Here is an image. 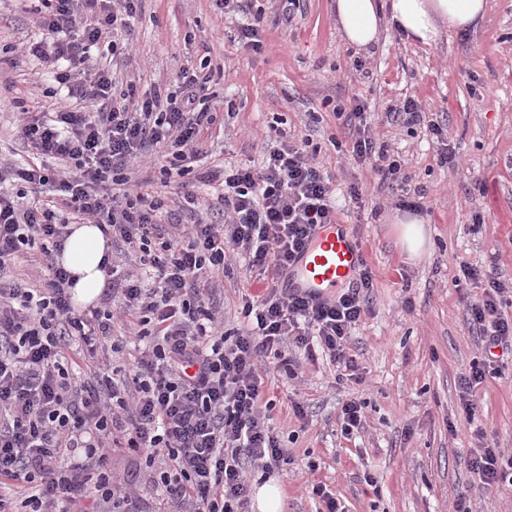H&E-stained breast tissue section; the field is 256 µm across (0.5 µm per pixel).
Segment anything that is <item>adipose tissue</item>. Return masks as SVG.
I'll list each match as a JSON object with an SVG mask.
<instances>
[{
	"label": "adipose tissue",
	"mask_w": 512,
	"mask_h": 512,
	"mask_svg": "<svg viewBox=\"0 0 512 512\" xmlns=\"http://www.w3.org/2000/svg\"><path fill=\"white\" fill-rule=\"evenodd\" d=\"M488 6L489 0H333L340 37L362 49L375 45L387 24L415 44H437L446 31L477 26ZM111 256V242L97 225H71L58 261L74 278L77 308L98 302L106 286L103 262Z\"/></svg>",
	"instance_id": "1"
}]
</instances>
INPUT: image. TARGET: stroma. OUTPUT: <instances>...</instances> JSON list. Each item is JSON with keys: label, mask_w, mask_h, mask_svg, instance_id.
Listing matches in <instances>:
<instances>
[{"label": "stroma", "mask_w": 512, "mask_h": 512, "mask_svg": "<svg viewBox=\"0 0 512 512\" xmlns=\"http://www.w3.org/2000/svg\"><path fill=\"white\" fill-rule=\"evenodd\" d=\"M257 5L264 31L255 53L227 37L216 0H140L122 76L137 92H167L210 61L217 117L201 133L209 164L261 165L267 127L283 120L288 134L318 147V163L335 177L337 220L351 226L373 273L369 316L348 344L362 383H336L319 363L294 380L273 368L265 373L275 425L295 463L268 477L249 471L252 488L276 483L277 512H323L312 495L316 484L336 494L347 512H455L461 503L469 512H512V486L482 492L470 471L476 442L458 425V380L481 341L467 312L474 286L452 284L463 262L497 264L512 280V0H489L477 29L448 32L437 45H415L389 29L366 51L339 38L332 0H300L289 23L279 0ZM41 37L37 14L21 0H0V159L6 161L25 154L11 101L32 111L50 103L46 73L24 53ZM356 59L363 69H354ZM355 97L367 107L377 142L388 145L421 190L429 245L418 258L397 241L393 198L367 165L353 160L351 139L340 131L333 108ZM407 98L438 122L443 143L433 142L424 126L388 123V109ZM445 143L456 167L437 160ZM354 184L363 190L357 209L344 203ZM477 212L484 223H473ZM261 290L236 260L211 299L227 327L236 328L242 295ZM497 367L477 390L476 422L492 447L510 453L512 355ZM356 396L367 401V424L346 436L338 412ZM296 398L307 406L308 425L294 415ZM110 467L116 482L137 488L149 512H192L188 501L159 500L136 456L114 450Z\"/></svg>", "instance_id": "stroma-1"}]
</instances>
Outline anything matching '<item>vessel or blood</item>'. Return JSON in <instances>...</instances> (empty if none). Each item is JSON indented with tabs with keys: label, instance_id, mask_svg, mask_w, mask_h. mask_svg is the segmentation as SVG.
I'll use <instances>...</instances> for the list:
<instances>
[{
	"label": "vessel or blood",
	"instance_id": "obj_1",
	"mask_svg": "<svg viewBox=\"0 0 512 512\" xmlns=\"http://www.w3.org/2000/svg\"><path fill=\"white\" fill-rule=\"evenodd\" d=\"M363 261L364 250L349 225L324 224L289 269L288 285L324 301L357 275Z\"/></svg>",
	"mask_w": 512,
	"mask_h": 512
}]
</instances>
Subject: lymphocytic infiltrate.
Segmentation results:
<instances>
[{"mask_svg": "<svg viewBox=\"0 0 512 512\" xmlns=\"http://www.w3.org/2000/svg\"><path fill=\"white\" fill-rule=\"evenodd\" d=\"M47 36L29 55L70 70L54 75L51 111L29 112L19 134L32 162L0 163V512L4 490H21L29 512H74L89 499L141 512L133 488L116 487L104 465L113 448L161 457L150 481L167 499H188L194 512H249L248 469L269 474L294 462L273 418L259 365L268 361L297 377L301 360L328 357L336 381L362 383L347 344L368 314L372 272L331 300L316 302L282 282L317 227L336 221L333 179L306 143L275 129L261 168L202 170L200 142L214 121L211 73H191L180 93L118 90L108 56L128 54L119 30L130 27L138 0H41ZM225 16H248L235 37L246 49L263 47L261 13L251 0H222ZM337 119L354 128L352 157L370 164L396 203L419 210L403 196L409 182L402 165L377 145L365 105L353 98L336 106ZM162 147L163 180L179 177L188 213L164 199L125 191L129 174L150 148ZM217 186L223 222L204 217L208 199L200 183ZM95 224L112 240L139 252L155 270L154 287L113 259L106 274L119 294L117 311L83 314L72 306L73 279L56 261L67 228ZM242 252L258 274L262 294L241 299L244 327L225 331L210 295L228 254ZM37 257L41 284L11 277L22 257ZM479 284L469 303L471 323L484 352L459 378V419L472 426L477 448L470 468L482 491L512 485V455L487 443L475 427L474 396L493 367V350L512 346V318L502 306L512 296L495 265L461 264L454 287ZM132 335L152 337L132 373L112 363L120 344L115 318Z\"/></svg>", "mask_w": 512, "mask_h": 512, "instance_id": "f902f5d3", "label": "lymphocytic infiltrate"}]
</instances>
